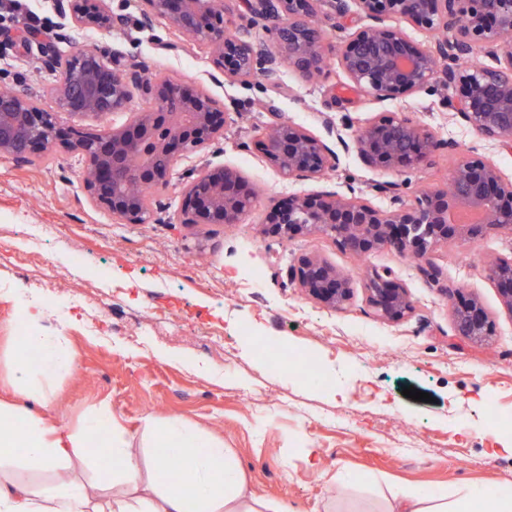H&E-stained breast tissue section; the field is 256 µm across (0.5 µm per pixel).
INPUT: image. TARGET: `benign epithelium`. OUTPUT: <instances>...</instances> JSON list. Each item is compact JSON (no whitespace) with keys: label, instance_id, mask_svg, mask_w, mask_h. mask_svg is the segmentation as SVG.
<instances>
[{"label":"benign epithelium","instance_id":"7a95c632","mask_svg":"<svg viewBox=\"0 0 512 512\" xmlns=\"http://www.w3.org/2000/svg\"><path fill=\"white\" fill-rule=\"evenodd\" d=\"M141 25L156 18L193 41L211 48L212 62L230 82L249 83L256 75L273 81L287 67L304 81L328 73L329 56L316 21L320 0H245L246 23H232L235 0H142ZM369 23L353 32L340 52L347 79L379 101L411 95L437 84L459 86L448 108L480 136L512 145V0H357ZM60 13L80 29L107 30L125 23L106 0H58ZM395 15L405 23L433 33L454 32L453 40L414 41L402 27L385 24ZM262 26L271 43L253 39L251 29ZM474 43L498 54L497 66L462 69L461 57ZM41 64L53 75L47 88L52 106L43 108L29 90L0 95V155L18 164L62 149L84 162L82 183L89 201L113 216L143 224L154 218L151 192L169 184L174 163L183 155L200 153L224 138L230 113L205 91L168 77L148 78L122 58L95 46L66 57L47 44ZM141 94L151 100L147 110L131 108ZM122 114L123 122L108 131H87L63 125L61 115L97 121ZM258 147L285 179L309 180L337 165L338 155L307 129L278 119L268 124ZM353 147L368 167L399 169L421 165L437 152L458 154L451 187L422 189L413 200L404 198L400 184L381 182L373 190L390 200L383 209L368 198L337 191H315L272 198L264 221L267 233L289 240L325 233L358 257L389 247L417 260L438 293L456 301L454 330L473 343L492 334L493 325L482 304L467 298L430 258L433 246L465 237L476 240L486 229H512V180L498 168L459 151L452 141L399 113L383 115L360 128ZM133 154L140 164L131 167ZM131 181L150 190L129 195ZM179 223L237 224L252 207L255 194L240 172L205 163L192 170L181 187ZM460 210L480 219L464 226L450 220ZM501 305L512 314V255L487 268ZM288 281L328 308L340 309L351 298V278L317 253L301 255L288 268ZM368 304L377 315L399 320L413 310L408 288L390 268L369 270Z\"/></svg>","mask_w":512,"mask_h":512}]
</instances>
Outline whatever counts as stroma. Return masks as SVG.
<instances>
[{"mask_svg":"<svg viewBox=\"0 0 512 512\" xmlns=\"http://www.w3.org/2000/svg\"><path fill=\"white\" fill-rule=\"evenodd\" d=\"M58 52L88 45L120 51L148 75L171 77L209 92L238 119L224 139L182 160L177 173L208 162L240 171L257 201L242 223L192 229L177 221L178 181L158 189V220L131 224L90 203L81 163L64 151L20 165L0 157V401L12 396L9 357L21 333V292L88 289L87 305L111 295L106 317L90 321L72 308L67 329L72 362L48 392L51 414L66 429L111 408L130 434L153 414L177 417L221 439L244 471L250 492L292 502L299 512H388L391 491L411 487L454 492L512 483V457L492 455L512 432H491L489 410L512 420V314L489 280L488 259L512 254V230L490 229L478 241L435 247L432 258L448 284L479 298L495 323L488 341L455 336L452 305L416 262L383 248L367 259L342 250L327 235L291 240L264 235L271 197L299 191H355L387 206L372 186L405 184L406 195L445 182L456 157L438 152L430 163L403 171L375 170L345 150L358 129L387 113H404L437 138L494 163L512 179V148L478 136L448 108L452 91L437 86L376 101L346 78L339 58L308 83L291 70L277 82L224 81L209 49L174 32L161 19L139 29V0H110L125 25L109 31L62 26L57 0H30ZM317 18L327 43L365 25L356 0L334 17L322 0ZM25 16H0V86L42 91L51 76L36 68L37 44L27 42ZM275 102L282 119L301 125L339 156L321 178L288 180L256 150ZM308 252L327 257L353 276L342 309L325 307L289 283L287 271ZM53 258L43 265L40 254ZM391 268L408 288L414 309L398 321L377 316L366 301L362 267ZM263 271L255 283V271ZM316 357L336 386L324 392L265 367L261 342ZM430 402L404 397L406 387Z\"/></svg>","mask_w":512,"mask_h":512,"instance_id":"obj_1","label":"stroma"}]
</instances>
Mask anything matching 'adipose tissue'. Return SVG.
I'll list each match as a JSON object with an SVG mask.
<instances>
[{
    "instance_id": "obj_1",
    "label": "adipose tissue",
    "mask_w": 512,
    "mask_h": 512,
    "mask_svg": "<svg viewBox=\"0 0 512 512\" xmlns=\"http://www.w3.org/2000/svg\"><path fill=\"white\" fill-rule=\"evenodd\" d=\"M27 325L12 358L15 401L0 402V467L22 461L58 473L53 482L19 483L0 470V512H296L293 503H275L249 494L241 468L223 441L210 438L180 419L143 418V434L157 453L142 470L125 431L115 426L111 409L68 431L51 423L48 384L70 363L62 329L67 312L57 314L54 333H44L41 302L20 301ZM179 464L176 478L165 474V457ZM94 460L100 492L88 495L84 483L64 478L74 463ZM389 512H512V485L494 491L465 490L455 499L425 489L392 491Z\"/></svg>"
}]
</instances>
